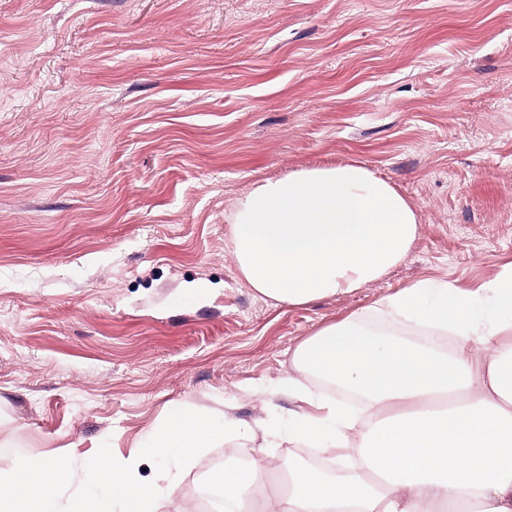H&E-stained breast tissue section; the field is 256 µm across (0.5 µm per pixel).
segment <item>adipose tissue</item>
Instances as JSON below:
<instances>
[{
    "mask_svg": "<svg viewBox=\"0 0 512 512\" xmlns=\"http://www.w3.org/2000/svg\"><path fill=\"white\" fill-rule=\"evenodd\" d=\"M240 277L259 294L300 306L353 293L409 252L420 217L406 197L362 165L301 169L256 183L230 217ZM392 331L366 329L361 313L325 326L293 353L280 390L301 403L288 431L179 406L148 433L160 460L193 459L223 436L337 450L325 472L289 462L291 490L258 496L262 458L215 472L225 512H512V266L474 288L415 282L383 298ZM414 322L451 333L448 352L398 337ZM340 382L373 412L360 422L303 379ZM131 454L80 460L20 458L0 512H151L154 485Z\"/></svg>",
    "mask_w": 512,
    "mask_h": 512,
    "instance_id": "adipose-tissue-1",
    "label": "adipose tissue"
}]
</instances>
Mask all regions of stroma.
<instances>
[{"label":"stroma","instance_id":"35a3bbf8","mask_svg":"<svg viewBox=\"0 0 512 512\" xmlns=\"http://www.w3.org/2000/svg\"><path fill=\"white\" fill-rule=\"evenodd\" d=\"M359 163L420 216L407 256L300 306L241 279L253 183ZM512 264V0H0V472L138 453L157 512L236 438L162 466L139 442L190 403L285 421L295 347L416 281Z\"/></svg>","mask_w":512,"mask_h":512}]
</instances>
